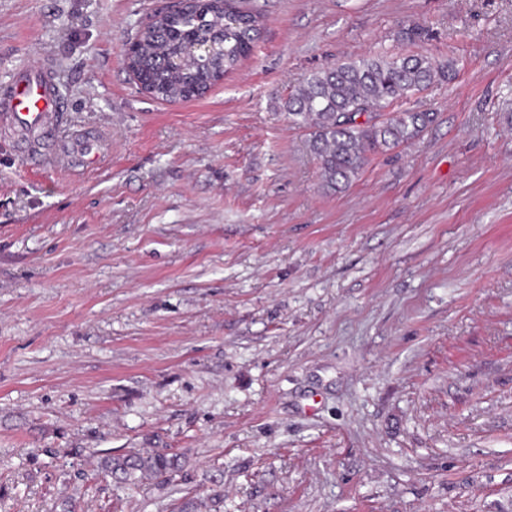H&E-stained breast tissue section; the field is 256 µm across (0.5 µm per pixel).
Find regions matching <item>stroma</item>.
Instances as JSON below:
<instances>
[{"label":"stroma","mask_w":512,"mask_h":512,"mask_svg":"<svg viewBox=\"0 0 512 512\" xmlns=\"http://www.w3.org/2000/svg\"><path fill=\"white\" fill-rule=\"evenodd\" d=\"M169 2L0 0V82L54 65L60 139L107 142L0 146V512H512V0H245L176 102L121 60ZM399 53L453 69L433 124L326 192L289 95ZM131 450L180 467L99 477ZM100 143L91 139H78L74 141L67 148H62L56 145H50L44 148L41 153L34 155L22 156L26 162L32 163H50L63 161L69 157L70 153L77 152L82 158H96L99 155Z\"/></svg>","instance_id":"obj_1"}]
</instances>
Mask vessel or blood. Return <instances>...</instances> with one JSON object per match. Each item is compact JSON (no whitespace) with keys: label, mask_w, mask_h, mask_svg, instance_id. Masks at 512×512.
<instances>
[{"label":"vessel or blood","mask_w":512,"mask_h":512,"mask_svg":"<svg viewBox=\"0 0 512 512\" xmlns=\"http://www.w3.org/2000/svg\"><path fill=\"white\" fill-rule=\"evenodd\" d=\"M64 110L56 73L51 68L34 65L16 69L0 87V129L41 142L47 129L57 126ZM100 143L91 139L74 141L70 147L51 145L31 155L34 163L65 160L71 153L98 157Z\"/></svg>","instance_id":"b4317fda"}]
</instances>
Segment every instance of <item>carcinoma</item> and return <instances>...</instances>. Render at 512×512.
I'll list each match as a JSON object with an SVG mask.
<instances>
[{
	"instance_id": "carcinoma-1",
	"label": "carcinoma",
	"mask_w": 512,
	"mask_h": 512,
	"mask_svg": "<svg viewBox=\"0 0 512 512\" xmlns=\"http://www.w3.org/2000/svg\"><path fill=\"white\" fill-rule=\"evenodd\" d=\"M259 36V15L242 11L234 0L201 3L193 16L171 15L137 35L134 66L140 81L163 101L203 96L224 74L251 54ZM212 46L211 60L194 61L195 42ZM442 71L424 55L363 56L314 72L303 79L287 104L293 125L311 130L310 153L318 162L323 188L345 189L369 155L384 153L418 138L433 113L402 104L424 91ZM365 115L367 120L357 122ZM173 455L132 452L107 457L102 469L127 485L171 475Z\"/></svg>"
}]
</instances>
